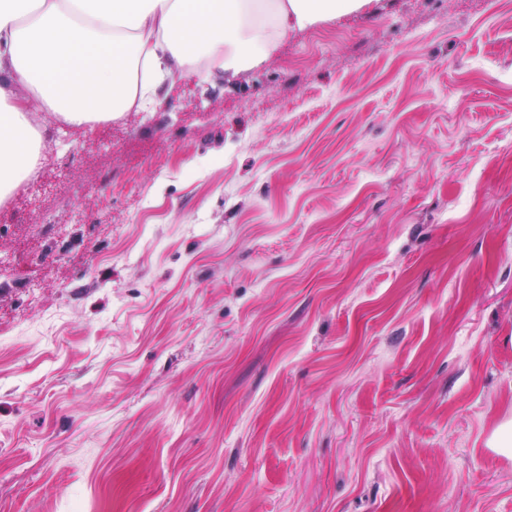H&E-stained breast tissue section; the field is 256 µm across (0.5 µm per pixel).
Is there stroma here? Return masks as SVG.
<instances>
[{"instance_id":"obj_1","label":"stroma","mask_w":512,"mask_h":512,"mask_svg":"<svg viewBox=\"0 0 512 512\" xmlns=\"http://www.w3.org/2000/svg\"><path fill=\"white\" fill-rule=\"evenodd\" d=\"M0 204V512H512V0H374Z\"/></svg>"}]
</instances>
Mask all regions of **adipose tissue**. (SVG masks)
Wrapping results in <instances>:
<instances>
[{
    "instance_id": "1",
    "label": "adipose tissue",
    "mask_w": 512,
    "mask_h": 512,
    "mask_svg": "<svg viewBox=\"0 0 512 512\" xmlns=\"http://www.w3.org/2000/svg\"><path fill=\"white\" fill-rule=\"evenodd\" d=\"M372 2L0 0V202L38 165L33 113L85 127L146 109L173 75L235 78L269 62L288 32Z\"/></svg>"
}]
</instances>
